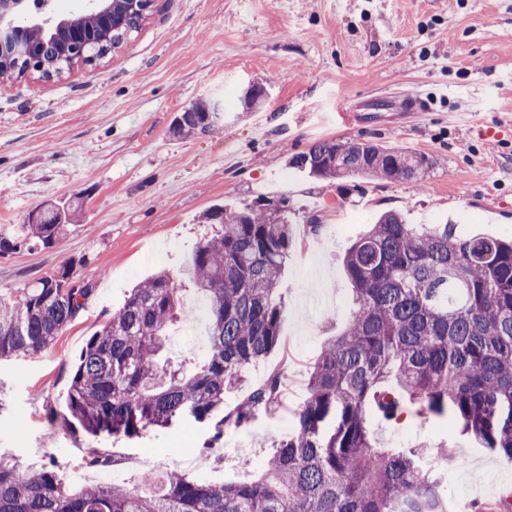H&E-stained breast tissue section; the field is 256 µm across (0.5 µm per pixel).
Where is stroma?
Here are the masks:
<instances>
[{"label": "stroma", "instance_id": "35a3bbf8", "mask_svg": "<svg viewBox=\"0 0 512 512\" xmlns=\"http://www.w3.org/2000/svg\"><path fill=\"white\" fill-rule=\"evenodd\" d=\"M256 82L268 90L263 107L241 111L238 95ZM414 97L430 110L414 111ZM200 98L224 107L223 122L172 135ZM336 138L422 151L436 166L421 183L367 180L346 192L289 166V156ZM261 194L287 197L295 240L280 290L286 348L247 377L256 386L283 368L284 408L221 432L215 419L189 416L132 439L70 425V376L90 336L156 273L187 281L207 211ZM73 200L77 226L55 246L0 256V297L18 299L66 267L93 288L49 349L0 359V452L55 459L82 484L127 482L143 470L257 476L272 443L293 429L324 343L348 320L344 252L380 213L512 238V0H155L141 28L96 63L0 84V237L21 236L43 203ZM182 303L189 318L176 330H198L179 356L191 367L206 358L207 312L194 289ZM365 419L383 447L448 448V512H482L512 494V462L458 425L411 413L397 423ZM93 447L115 465L84 467ZM207 448L224 467H200Z\"/></svg>", "mask_w": 512, "mask_h": 512}]
</instances>
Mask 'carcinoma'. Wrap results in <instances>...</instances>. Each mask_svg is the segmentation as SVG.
I'll return each instance as SVG.
<instances>
[{
	"label": "carcinoma",
	"instance_id": "1",
	"mask_svg": "<svg viewBox=\"0 0 512 512\" xmlns=\"http://www.w3.org/2000/svg\"><path fill=\"white\" fill-rule=\"evenodd\" d=\"M150 0L119 5L110 17L77 18L86 42L71 58L49 30L35 26L0 50V78L35 68L60 75L120 47L147 18ZM267 97L252 85L239 96L251 111ZM208 100L184 110L172 133L215 127ZM289 166L329 180L419 181L432 169L424 153L370 141L330 139L292 155ZM258 198L233 210L213 209L212 235L192 258L194 287L209 304V355L194 369L162 359L170 326L180 319V284L160 272L133 289L124 306L82 350L67 411L97 437H133L185 414L204 420L224 408V393L245 382L246 369L284 348L281 273L292 246L291 207L280 213ZM75 211L53 206L28 220L20 240L0 238V255L28 244L50 248L74 225ZM355 304L344 330L325 343L307 378L308 396L295 430L245 483L203 481L177 471L144 472L132 483L77 486L50 459L26 463L0 453V512H448L443 483L454 459L431 464L425 451L377 448L365 410L387 421L408 411L452 419L484 448L512 460V240L463 236L457 225L408 224L381 214L345 252ZM68 269L43 276L20 298H0V359L47 349L84 309L93 292L73 288ZM285 399L274 370L222 415L239 426ZM116 463L91 448L89 468Z\"/></svg>",
	"mask_w": 512,
	"mask_h": 512
}]
</instances>
